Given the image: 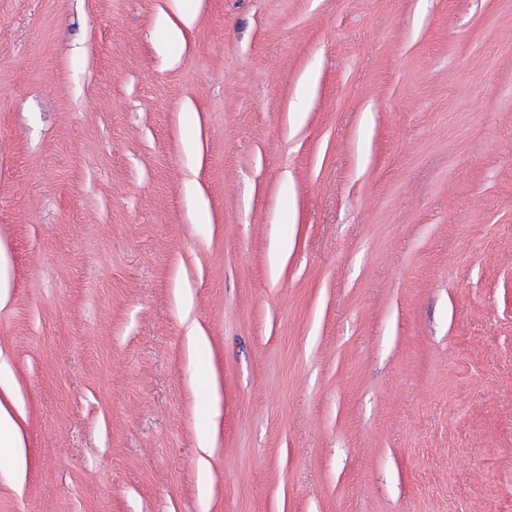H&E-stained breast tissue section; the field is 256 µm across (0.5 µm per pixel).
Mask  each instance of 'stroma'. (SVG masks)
<instances>
[{"label": "stroma", "instance_id": "35a3bbf8", "mask_svg": "<svg viewBox=\"0 0 512 512\" xmlns=\"http://www.w3.org/2000/svg\"><path fill=\"white\" fill-rule=\"evenodd\" d=\"M0 250V512H512V0H0ZM23 448L15 419L0 406V468L15 477L23 475L26 469Z\"/></svg>", "mask_w": 512, "mask_h": 512}]
</instances>
